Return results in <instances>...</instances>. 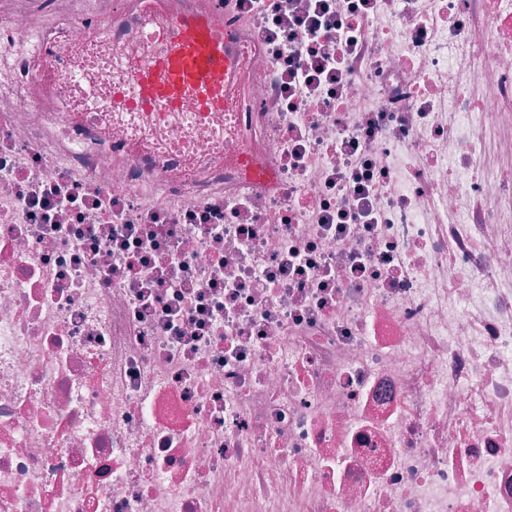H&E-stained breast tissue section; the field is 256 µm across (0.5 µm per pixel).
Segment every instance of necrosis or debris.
<instances>
[{
	"instance_id": "obj_1",
	"label": "necrosis or debris",
	"mask_w": 512,
	"mask_h": 512,
	"mask_svg": "<svg viewBox=\"0 0 512 512\" xmlns=\"http://www.w3.org/2000/svg\"><path fill=\"white\" fill-rule=\"evenodd\" d=\"M370 3L292 108L173 0L247 72L219 146L123 101L143 0H0V512H512V0Z\"/></svg>"
}]
</instances>
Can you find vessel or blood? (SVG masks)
Segmentation results:
<instances>
[{
  "instance_id": "1",
  "label": "vessel or blood",
  "mask_w": 512,
  "mask_h": 512,
  "mask_svg": "<svg viewBox=\"0 0 512 512\" xmlns=\"http://www.w3.org/2000/svg\"><path fill=\"white\" fill-rule=\"evenodd\" d=\"M146 3L164 25L150 58L133 59L127 65L129 100L152 112H170L188 101L212 117L233 109L243 72L237 55L227 47L223 22L201 13L169 23L167 0Z\"/></svg>"
}]
</instances>
